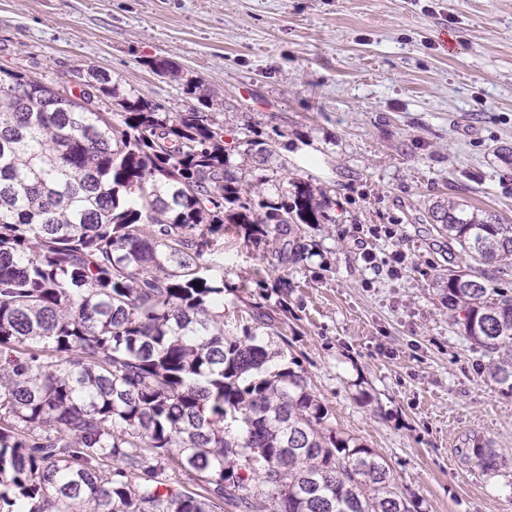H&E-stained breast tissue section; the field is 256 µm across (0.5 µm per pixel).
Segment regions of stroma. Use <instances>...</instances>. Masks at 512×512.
Wrapping results in <instances>:
<instances>
[{
    "label": "stroma",
    "mask_w": 512,
    "mask_h": 512,
    "mask_svg": "<svg viewBox=\"0 0 512 512\" xmlns=\"http://www.w3.org/2000/svg\"><path fill=\"white\" fill-rule=\"evenodd\" d=\"M83 61L167 112L198 85L233 136L279 143L277 184L332 220L303 225L297 264L225 235V321L270 305L337 431L422 512H512V394L448 317L466 260L427 218L452 196L512 220V0H0L1 68L50 84Z\"/></svg>",
    "instance_id": "1"
}]
</instances>
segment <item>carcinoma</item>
<instances>
[{
    "instance_id": "cac0c4a2",
    "label": "carcinoma",
    "mask_w": 512,
    "mask_h": 512,
    "mask_svg": "<svg viewBox=\"0 0 512 512\" xmlns=\"http://www.w3.org/2000/svg\"><path fill=\"white\" fill-rule=\"evenodd\" d=\"M71 99L0 68V512H417L336 431L277 319L224 322V225L267 251L329 216L229 168L219 104L169 113L88 66ZM244 154L284 169L273 141ZM436 231L496 277L512 224L452 198ZM305 244L285 240L289 263ZM444 303L512 393V291L448 270Z\"/></svg>"
}]
</instances>
